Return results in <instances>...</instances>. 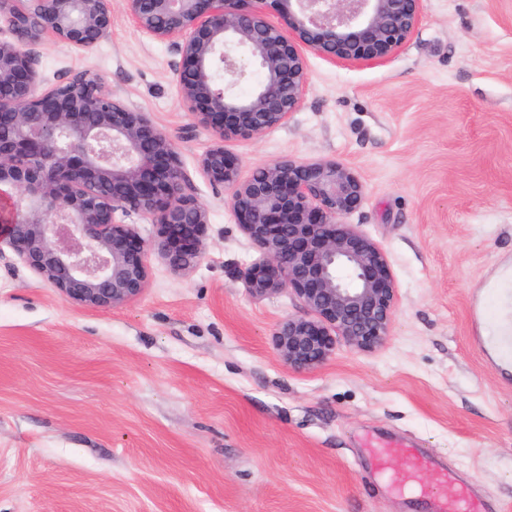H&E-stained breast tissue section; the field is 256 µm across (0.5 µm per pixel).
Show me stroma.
I'll return each instance as SVG.
<instances>
[{
  "label": "stroma",
  "mask_w": 512,
  "mask_h": 512,
  "mask_svg": "<svg viewBox=\"0 0 512 512\" xmlns=\"http://www.w3.org/2000/svg\"><path fill=\"white\" fill-rule=\"evenodd\" d=\"M421 8L382 63L307 54L290 122L225 145L244 177L281 156L332 159L366 186L345 221L388 258L391 336L307 371L271 341L302 304L245 292L259 252L198 171L209 136L182 135L172 46L123 0L93 51L40 46L41 87L90 71L173 138L208 208L206 256L183 276L150 257L143 294L113 310L0 259V512H430L375 478L368 434L427 449L484 512H512V367L483 351L494 321L474 312L512 267V0Z\"/></svg>",
  "instance_id": "35a3bbf8"
}]
</instances>
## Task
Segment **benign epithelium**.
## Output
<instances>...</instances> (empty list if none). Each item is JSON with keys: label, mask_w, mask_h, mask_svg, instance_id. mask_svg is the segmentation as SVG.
I'll return each mask as SVG.
<instances>
[{"label": "benign epithelium", "mask_w": 512, "mask_h": 512, "mask_svg": "<svg viewBox=\"0 0 512 512\" xmlns=\"http://www.w3.org/2000/svg\"><path fill=\"white\" fill-rule=\"evenodd\" d=\"M421 0H124L132 22L181 60L185 133L206 131L202 177L222 189L260 252L241 273L262 300L290 290L308 312L272 333L279 358L313 369L341 339L384 346L398 294L384 251L345 215L366 199L352 168L288 156L243 178L224 142L287 124L308 83L305 52L346 62L381 60L414 35ZM112 0H0V259L10 250L66 301L114 309L147 287L148 257L176 275L205 257L206 205L192 191L172 138L82 71L39 90V52L59 43L89 52L109 38ZM257 68L250 94L236 87ZM155 226L145 239L116 215Z\"/></svg>", "instance_id": "benign-epithelium-1"}]
</instances>
